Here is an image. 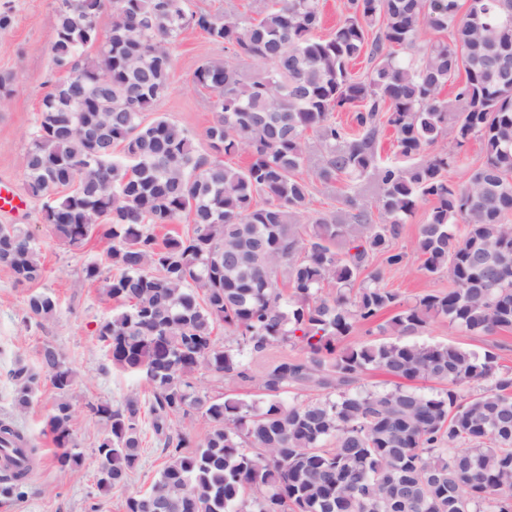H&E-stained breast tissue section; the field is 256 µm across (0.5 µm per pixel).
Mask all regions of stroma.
Here are the masks:
<instances>
[{
  "instance_id": "1",
  "label": "stroma",
  "mask_w": 512,
  "mask_h": 512,
  "mask_svg": "<svg viewBox=\"0 0 512 512\" xmlns=\"http://www.w3.org/2000/svg\"><path fill=\"white\" fill-rule=\"evenodd\" d=\"M52 9L53 0H0V11H9L13 17L11 27L0 30V75L10 79L7 93L0 97V182L18 191L23 188L28 133L52 78ZM224 54V49L211 43L200 29L186 30L172 69L170 90L156 105L158 112L186 126L194 135L196 147L204 153L209 150L205 130L213 119V95L194 84L193 72L202 59ZM26 204L25 216L0 213V224L25 225L40 248L46 273L34 285H20L9 269L0 267V419L16 417L18 425L35 440L42 459L22 497H0V512H124L126 495L150 486L166 462L167 452L153 436H146L139 467L126 491L98 490L97 448L105 436V426L94 414V407L101 403L120 405L133 391L144 398L149 395L141 377L113 367L97 338L100 322L111 314L115 303L107 294L105 282L87 281L83 267L101 261L106 245L96 237L78 250L64 245L43 223L39 202L30 198ZM430 208V202H421L395 242L396 248L405 252V262L383 272L385 287L404 300L448 287L447 277L428 278L420 270L417 232ZM35 291L57 298L52 319L28 317L27 298ZM423 337L477 352L491 351L500 365L512 369V330L480 336L435 321ZM47 342L59 349L76 373L70 397L72 430L81 461L64 475L54 463L55 447L46 431L56 400L55 388L49 379H42L29 407L19 415L13 406L9 378L16 361L36 366Z\"/></svg>"
}]
</instances>
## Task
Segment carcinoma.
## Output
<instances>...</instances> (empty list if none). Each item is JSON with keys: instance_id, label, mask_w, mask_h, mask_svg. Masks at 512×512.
I'll list each match as a JSON object with an SVG mask.
<instances>
[{"instance_id": "carcinoma-1", "label": "carcinoma", "mask_w": 512, "mask_h": 512, "mask_svg": "<svg viewBox=\"0 0 512 512\" xmlns=\"http://www.w3.org/2000/svg\"><path fill=\"white\" fill-rule=\"evenodd\" d=\"M186 2L54 0L58 77L29 133L24 189L57 240L106 241L104 263L84 267L91 281L111 272L117 302L98 339L153 393L146 410L136 391L94 408L106 426L98 488L127 487L146 411L169 460L149 492L126 498V512H153L156 495L177 501L174 512H512V371L490 351L413 340L438 319L474 335L512 328V67L494 64L512 59V0H347L327 37L317 35L319 0H260L247 18L189 12ZM189 26L229 52L193 75L215 94L210 154L154 111ZM426 28L448 38L422 43ZM363 55L373 67L361 77L352 64ZM340 111L354 112L355 127L332 121ZM386 127L397 161L378 152ZM447 138L482 144L483 161L460 184L448 180L452 157L436 151ZM243 148L245 166L224 161ZM342 180L340 207L307 217L312 182ZM422 201L432 207L418 226L420 270L452 287L408 303L369 265L404 262L393 244ZM183 217L189 231L154 233ZM0 266L18 284L44 277L23 226L0 232ZM56 309L50 295L28 297L33 318ZM386 311L377 325L386 339L347 343ZM289 345L301 353L269 365L258 400L197 385L203 370L249 379L250 357ZM368 370L394 385L359 386ZM44 376L57 391L47 427L64 472L81 461L76 374L54 345L37 368L15 364L13 404L24 412ZM193 416L206 423L202 437L173 432L174 419ZM7 444L39 461L12 417L0 420ZM30 470L5 475L0 496H21Z\"/></svg>"}]
</instances>
